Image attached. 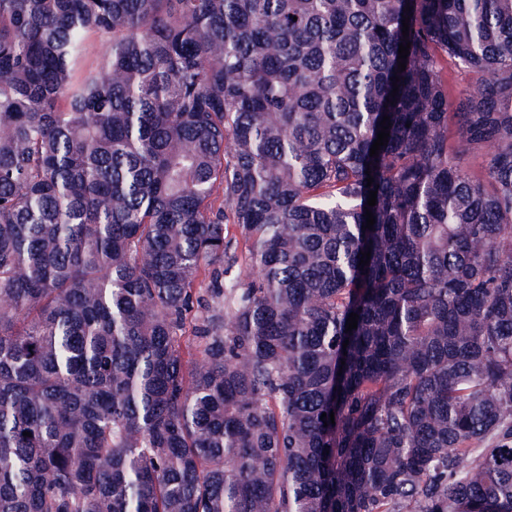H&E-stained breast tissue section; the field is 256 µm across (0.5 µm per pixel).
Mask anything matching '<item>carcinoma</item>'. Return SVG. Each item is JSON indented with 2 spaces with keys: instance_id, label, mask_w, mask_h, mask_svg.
Wrapping results in <instances>:
<instances>
[{
  "instance_id": "cac0c4a2",
  "label": "carcinoma",
  "mask_w": 512,
  "mask_h": 512,
  "mask_svg": "<svg viewBox=\"0 0 512 512\" xmlns=\"http://www.w3.org/2000/svg\"><path fill=\"white\" fill-rule=\"evenodd\" d=\"M0 512H512V0H0ZM447 79L448 111L452 112L456 100L476 88L481 79V74L470 69H460L448 63Z\"/></svg>"
}]
</instances>
